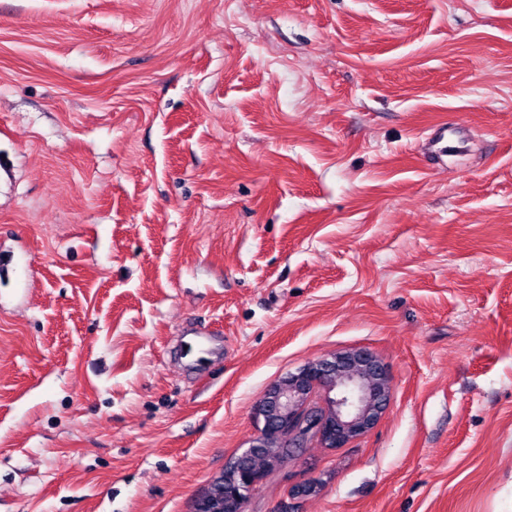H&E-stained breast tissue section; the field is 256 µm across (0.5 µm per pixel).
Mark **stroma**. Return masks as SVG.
<instances>
[{"label":"stroma","mask_w":512,"mask_h":512,"mask_svg":"<svg viewBox=\"0 0 512 512\" xmlns=\"http://www.w3.org/2000/svg\"><path fill=\"white\" fill-rule=\"evenodd\" d=\"M358 348L246 512H512V0H0V512H193ZM317 387L325 392L326 407L306 417L301 408ZM388 401L386 372L370 351H341L308 362L267 391L258 405L264 418L260 435L231 461L232 481L215 478L196 500L194 511L245 512L248 499L265 477L250 465L256 455L279 445L269 462L274 468L282 450L292 444L300 447L310 431L324 448L346 447L376 425ZM272 421L278 423L274 429Z\"/></svg>","instance_id":"stroma-1"}]
</instances>
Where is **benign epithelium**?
<instances>
[{
	"label": "benign epithelium",
	"mask_w": 512,
	"mask_h": 512,
	"mask_svg": "<svg viewBox=\"0 0 512 512\" xmlns=\"http://www.w3.org/2000/svg\"><path fill=\"white\" fill-rule=\"evenodd\" d=\"M325 392L326 407L302 414L311 392ZM389 401L386 372L367 350L331 353L308 362L274 384L258 405L264 418L260 435L230 463L231 482L219 476L195 504V512H245L250 496L264 474L251 467V460L278 446L269 466L275 467L283 449L299 446L314 432L325 448H344L368 433L378 422Z\"/></svg>",
	"instance_id": "1"
}]
</instances>
